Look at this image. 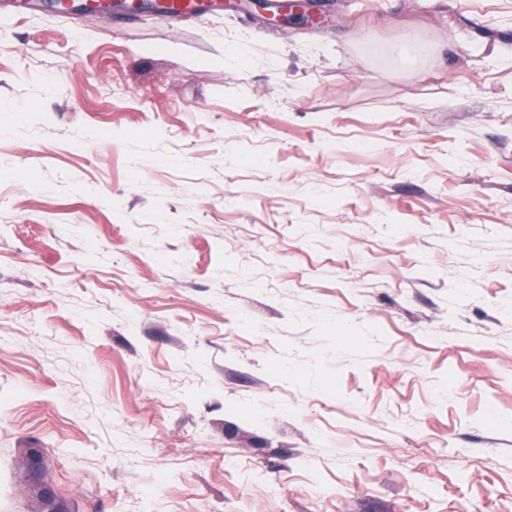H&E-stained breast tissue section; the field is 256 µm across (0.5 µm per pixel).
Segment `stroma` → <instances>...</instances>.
<instances>
[{
    "label": "stroma",
    "mask_w": 512,
    "mask_h": 512,
    "mask_svg": "<svg viewBox=\"0 0 512 512\" xmlns=\"http://www.w3.org/2000/svg\"><path fill=\"white\" fill-rule=\"evenodd\" d=\"M0 15V512H512V0ZM221 7L219 0H161L156 16L168 23H195ZM313 0H289L288 1V10L285 12L277 14L274 21L279 24L288 25L292 21L295 20H305L308 21L311 18V21L316 18L313 15L308 14V6L309 2Z\"/></svg>",
    "instance_id": "stroma-1"
}]
</instances>
